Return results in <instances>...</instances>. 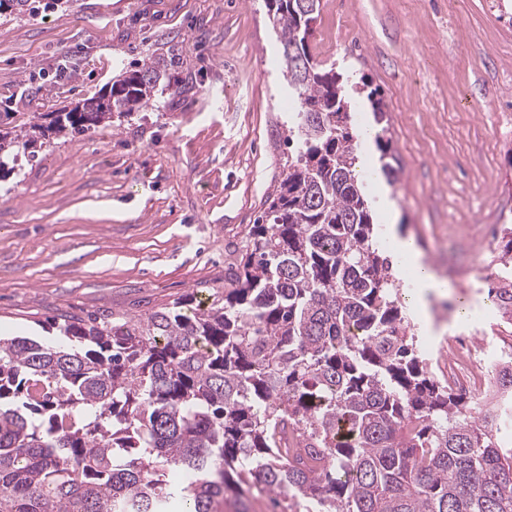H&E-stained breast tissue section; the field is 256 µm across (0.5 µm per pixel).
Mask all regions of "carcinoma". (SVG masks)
<instances>
[{"label":"carcinoma","instance_id":"carcinoma-1","mask_svg":"<svg viewBox=\"0 0 512 512\" xmlns=\"http://www.w3.org/2000/svg\"><path fill=\"white\" fill-rule=\"evenodd\" d=\"M298 110L293 151L224 291L144 319L68 316L52 343L0 337V512H512V440L493 407L418 354L374 235L343 76L309 51L321 0H265ZM155 62L57 112L83 132L147 104ZM382 170L397 169L368 94ZM44 135L0 134V178ZM498 268L512 271V227ZM512 405V368L498 371Z\"/></svg>","mask_w":512,"mask_h":512}]
</instances>
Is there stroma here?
Returning a JSON list of instances; mask_svg holds the SVG:
<instances>
[{
  "instance_id": "1",
  "label": "stroma",
  "mask_w": 512,
  "mask_h": 512,
  "mask_svg": "<svg viewBox=\"0 0 512 512\" xmlns=\"http://www.w3.org/2000/svg\"><path fill=\"white\" fill-rule=\"evenodd\" d=\"M309 47L388 108L401 180L396 236L439 278L448 223L512 225V0H322ZM171 62L178 86L139 111L52 138L0 179V335L53 340L62 315L146 317L191 291L223 290L246 233L282 178L295 106L264 0H59L0 15V115L20 132L93 96L139 61ZM448 319L416 322L424 357L490 301L448 279Z\"/></svg>"
}]
</instances>
